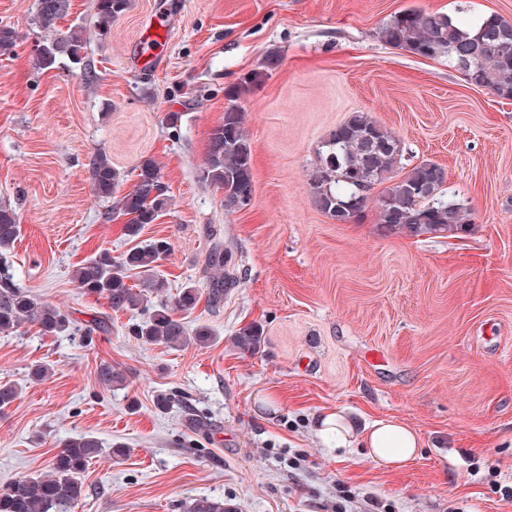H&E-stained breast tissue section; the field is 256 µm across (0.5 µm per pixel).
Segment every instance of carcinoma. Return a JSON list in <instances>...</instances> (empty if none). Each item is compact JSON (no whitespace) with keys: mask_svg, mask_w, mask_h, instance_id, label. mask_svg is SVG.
<instances>
[{"mask_svg":"<svg viewBox=\"0 0 512 512\" xmlns=\"http://www.w3.org/2000/svg\"><path fill=\"white\" fill-rule=\"evenodd\" d=\"M34 20L43 29H52L35 52L36 66L51 70L63 58L81 62L84 40L81 32L53 30L68 9V0H35ZM130 0H95L100 32L106 34L112 21L124 14ZM385 44L410 54L448 58L471 85L493 95L512 100V20L490 15L474 25H465L451 16L425 10H404L379 30ZM18 35L11 27H0V53L17 46ZM252 73L227 91L230 105L223 122L212 129L206 161L198 179L205 185L224 190V210L234 212L249 205L253 195L252 150L243 131V116L237 100L260 81ZM402 157L399 140L365 112H354L336 126L322 145L310 190L319 210L338 223H352L362 217L366 205L359 203L358 188L385 185L377 201V228L384 236L407 233L411 236L441 234L453 237L467 230L470 208L460 199L445 198V170L433 162L420 163L402 175L395 174ZM94 196L113 201L112 213L126 217L128 236L136 237L146 224L154 223L168 207L157 163L144 158L137 166L133 187L118 194L120 174L104 153L93 154L87 164ZM18 235L15 211L0 206V252H6ZM171 251L165 238L131 248L119 260L107 251L80 263L74 270L78 288L86 295L101 298L114 311H134L148 297L160 298L147 317L133 324L130 334L146 344H162L172 350L190 345L207 347L216 337L205 325L191 334L173 311L192 312L201 299V289L186 284L169 302L164 299L166 282L155 269ZM209 300L218 303L224 287L234 284L233 273L224 265L220 251L209 255ZM141 281L128 283L131 272ZM36 326L43 336L74 333L69 318L57 307L42 302L20 287L9 268L0 266V335L11 336L22 325ZM241 351L253 353L261 347L260 328L249 323L233 336ZM99 382L110 388L123 385L125 375L103 363L97 371ZM104 448L100 440L82 434L65 440L50 461L44 475L23 476L0 484V512H73L84 496L83 473ZM236 507L222 499L207 496L194 499L185 512H235Z\"/></svg>","mask_w":512,"mask_h":512,"instance_id":"obj_1","label":"carcinoma"}]
</instances>
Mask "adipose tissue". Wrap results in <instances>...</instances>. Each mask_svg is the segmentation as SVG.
<instances>
[{
  "instance_id": "ef3b65f1",
  "label": "adipose tissue",
  "mask_w": 512,
  "mask_h": 512,
  "mask_svg": "<svg viewBox=\"0 0 512 512\" xmlns=\"http://www.w3.org/2000/svg\"><path fill=\"white\" fill-rule=\"evenodd\" d=\"M315 433L337 448L347 446L352 437H359L378 466L395 470L410 462L421 445L418 432L393 417L374 420L358 430L343 413L328 412L317 418Z\"/></svg>"
}]
</instances>
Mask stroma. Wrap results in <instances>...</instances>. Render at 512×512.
<instances>
[{"instance_id": "stroma-1", "label": "stroma", "mask_w": 512, "mask_h": 512, "mask_svg": "<svg viewBox=\"0 0 512 512\" xmlns=\"http://www.w3.org/2000/svg\"><path fill=\"white\" fill-rule=\"evenodd\" d=\"M412 7L512 20V0H130L102 36L93 0H69L57 27H81L83 60L45 71L34 0H0V26L18 34L0 55V205L20 226L7 261L75 324L109 325L90 345L28 324L0 336V383L18 389L0 414L1 483L45 472L63 440L91 433L127 451L88 466L75 512H183L201 496L237 512H512L501 494L512 487V101L467 84L447 59L383 43L379 27ZM159 13L170 21L163 62L138 66ZM254 72L237 102L254 194L228 213L197 173L229 86ZM353 112L398 138L404 167L444 168L447 196L472 209L466 233L384 236L375 205L349 224L318 209V151ZM97 152L123 192L142 158L160 167L169 205L137 237L91 190ZM155 238L172 245L158 268L172 289L206 287L212 249L232 265L223 303L204 298L181 317L190 331L209 326L211 345L141 343L131 314L77 287L80 261ZM249 323L262 331L254 353L231 342ZM103 362L125 385L100 384ZM35 363L50 376L32 379ZM161 392L173 399L164 411ZM331 410L359 428L404 421L421 437L416 460L387 470L358 442L328 450L312 422Z\"/></svg>"}]
</instances>
